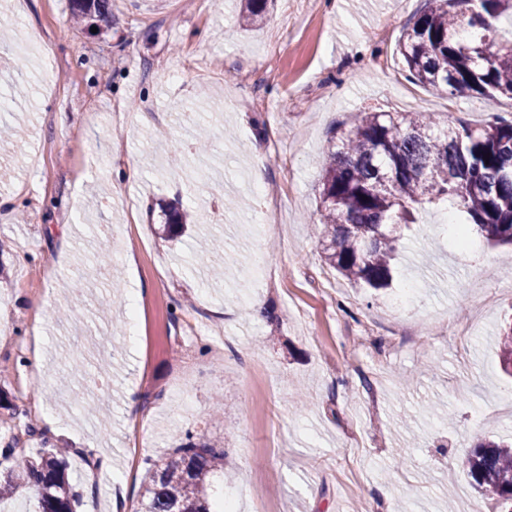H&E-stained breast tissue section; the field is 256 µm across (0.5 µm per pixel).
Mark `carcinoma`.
Segmentation results:
<instances>
[{"mask_svg":"<svg viewBox=\"0 0 512 512\" xmlns=\"http://www.w3.org/2000/svg\"><path fill=\"white\" fill-rule=\"evenodd\" d=\"M275 0H244L239 20L262 24ZM74 17L109 24L111 0H72ZM512 0H429L401 34L397 53L407 78L448 95L512 99ZM489 160H484V155ZM326 265L375 290L391 285L401 230L417 223L422 205L449 203L492 245H512V122L441 126L426 112H365L339 132L320 181ZM162 232L179 236L187 214L165 209ZM500 359L512 374V322L500 336ZM224 449L189 440L172 449L144 485V512H212V479ZM464 469L492 512L512 505V443L471 450ZM39 496L40 512H74L79 495L59 448H44L19 469L0 474V499L21 486Z\"/></svg>","mask_w":512,"mask_h":512,"instance_id":"obj_1","label":"carcinoma"}]
</instances>
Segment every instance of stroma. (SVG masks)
<instances>
[{
    "instance_id": "stroma-1",
    "label": "stroma",
    "mask_w": 512,
    "mask_h": 512,
    "mask_svg": "<svg viewBox=\"0 0 512 512\" xmlns=\"http://www.w3.org/2000/svg\"><path fill=\"white\" fill-rule=\"evenodd\" d=\"M426 6L277 0L246 30L239 0H112L111 28L94 32L74 27L70 0H0V91L12 97L0 131L20 140L0 152V448L15 442L11 466L69 447L77 512H110L121 478L124 512H138L149 470L202 437L224 447L213 494L237 512H491L463 467L485 439L512 438L498 347L512 247L477 235L455 248L444 207L428 205L392 290L350 283L320 253L323 161L361 111L512 120V99L407 79L396 45ZM203 131L213 148L200 153ZM132 165L139 178L119 179ZM166 202L194 210L197 228L163 238ZM214 234L229 269L218 284L195 263ZM102 248L112 261L96 273L88 261ZM297 390L305 408L290 401Z\"/></svg>"
}]
</instances>
